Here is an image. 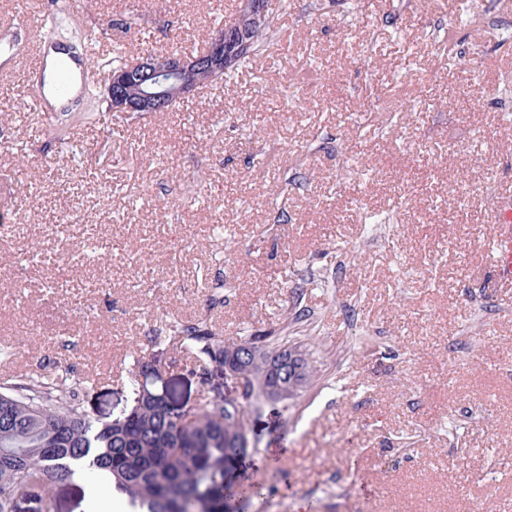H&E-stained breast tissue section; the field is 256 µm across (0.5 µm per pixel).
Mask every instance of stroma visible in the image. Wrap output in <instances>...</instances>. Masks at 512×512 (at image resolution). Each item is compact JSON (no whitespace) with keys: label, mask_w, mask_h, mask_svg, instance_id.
I'll return each mask as SVG.
<instances>
[{"label":"stroma","mask_w":512,"mask_h":512,"mask_svg":"<svg viewBox=\"0 0 512 512\" xmlns=\"http://www.w3.org/2000/svg\"><path fill=\"white\" fill-rule=\"evenodd\" d=\"M236 2L83 0L69 22L103 53L188 54ZM308 2L168 112L37 113L22 75L0 81V385L69 365L109 420L140 358L193 401L152 338L204 319L317 369L286 412L249 411L241 469L264 496L243 512H512V293L475 245L512 194V0Z\"/></svg>","instance_id":"1"}]
</instances>
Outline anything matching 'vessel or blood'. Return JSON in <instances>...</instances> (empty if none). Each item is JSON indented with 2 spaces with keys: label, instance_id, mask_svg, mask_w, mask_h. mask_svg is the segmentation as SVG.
I'll return each mask as SVG.
<instances>
[{
  "label": "vessel or blood",
  "instance_id": "vessel-or-blood-1",
  "mask_svg": "<svg viewBox=\"0 0 512 512\" xmlns=\"http://www.w3.org/2000/svg\"><path fill=\"white\" fill-rule=\"evenodd\" d=\"M10 51L9 66L0 65V77L10 78L15 72L26 77L30 97L38 109H45L47 92L66 96L71 87L68 76L59 77L54 84H47L44 72L45 40L37 28H24L11 20L0 21V48ZM494 233L488 247L489 264L493 272V286L496 289L512 291V196L498 197L491 209Z\"/></svg>",
  "mask_w": 512,
  "mask_h": 512
}]
</instances>
